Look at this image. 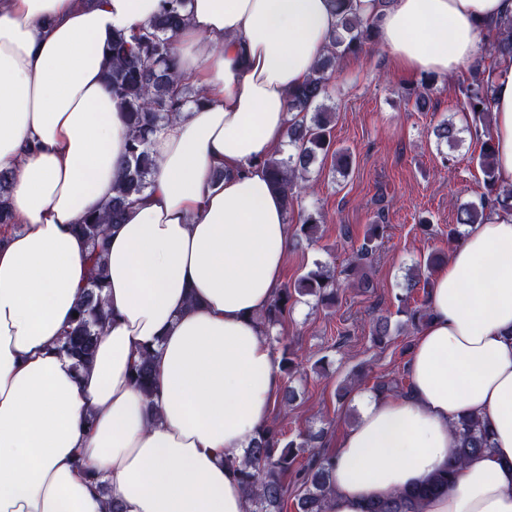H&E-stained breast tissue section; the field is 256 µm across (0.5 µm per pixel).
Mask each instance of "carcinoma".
<instances>
[{
    "label": "carcinoma",
    "mask_w": 512,
    "mask_h": 512,
    "mask_svg": "<svg viewBox=\"0 0 512 512\" xmlns=\"http://www.w3.org/2000/svg\"><path fill=\"white\" fill-rule=\"evenodd\" d=\"M188 0H164L163 9L145 28L131 33L118 30L112 34V43L107 52L106 75L112 92L123 101L130 130L129 158L114 195L97 214L87 216L75 225L74 231L84 237L90 245V277L88 285L75 312L78 317L70 322L58 343V351L74 361L78 368L90 365L97 349L109 313L106 310L103 290L107 241L112 226L123 220L128 202L142 194L149 185V175L155 158L149 150V133L156 123L164 121L181 109L199 92L179 86L176 61L171 53V40L185 23L184 11ZM486 51L492 57L489 65L478 60L472 65L469 76L463 82V110L465 126L458 128L452 123L442 122L434 127L437 141L449 147L460 141V133H479L484 137L477 164L483 173V192L475 202L460 206L458 224L448 226V242L462 239L458 226L480 224L487 212L500 208L512 211V189L498 185L492 165L491 139V85L487 71L495 68L499 61L512 59V17L500 19L487 26ZM378 42L373 26L356 16L341 11L337 30L331 35L327 54L313 71L309 80L289 94L290 111L294 113L288 125L289 144L297 151L283 158L264 161L272 185L285 193L287 210L294 213L295 193L299 182L306 178L315 161L332 158L338 170H347L351 156L343 150H333L332 129L336 120L333 108H327L330 100L332 74L340 59L363 52L367 46ZM434 81L422 79L419 86L410 90L415 107L423 111L429 105L430 91ZM11 173L0 171V224L13 223L8 204ZM320 219L313 213L298 214V229L294 233V246L311 244L319 239ZM388 225L376 220L367 225L363 243L359 249L360 259L373 253L386 236ZM447 255L432 253L414 267L408 278L405 292L395 296V314L404 320L392 322L391 316L381 315L373 319L370 341L375 347L384 348L406 328L422 327L430 317L428 296L434 273L445 262ZM341 273L357 288L369 289L372 282L359 265L350 263ZM422 292L423 298L413 295ZM305 297H314L323 305L336 304V277L330 269L317 263L293 284L279 289L272 303L261 315L268 326H280L292 306ZM273 349L279 353V367L284 386L278 395L281 407L288 408L297 399L293 386L295 379L306 374L302 362L288 344L287 337L279 333L271 338ZM133 382L143 393L153 392V354L144 350L133 367ZM372 390L383 396H402L409 388L403 382L376 379ZM458 446L454 450L448 468L442 470L426 485L415 488L390 500L370 504L367 512H402L403 505L427 498L448 487L455 480L464 463L473 455L492 448L490 430L477 419L467 418L455 425ZM328 428L308 429L293 437L286 436L282 429L268 425L261 429L258 438L246 453V459L238 464L228 462L237 474L246 496L251 503V512H284L288 507L289 484L297 486L294 497L295 512H329L332 490L328 477L332 466L333 452L326 449Z\"/></svg>",
    "instance_id": "obj_1"
}]
</instances>
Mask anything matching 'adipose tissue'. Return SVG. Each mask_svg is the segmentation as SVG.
Instances as JSON below:
<instances>
[{
    "label": "adipose tissue",
    "instance_id": "obj_1",
    "mask_svg": "<svg viewBox=\"0 0 512 512\" xmlns=\"http://www.w3.org/2000/svg\"><path fill=\"white\" fill-rule=\"evenodd\" d=\"M162 0H0V170L16 223L0 246V512H248L237 474L283 386L257 316L282 280L292 228L263 166L288 140V94L338 27L334 0H190L172 55L200 93L156 124L150 185L113 227L112 313L85 369L55 347L85 289L74 224L111 199L128 124L106 81L116 30ZM404 70L457 74L512 0H349ZM500 186L512 187V60L491 74ZM411 390L361 398L330 474L331 512L426 484L454 425L492 432L421 512H512V211L471 225L433 279ZM154 354L152 395L132 381Z\"/></svg>",
    "mask_w": 512,
    "mask_h": 512
}]
</instances>
